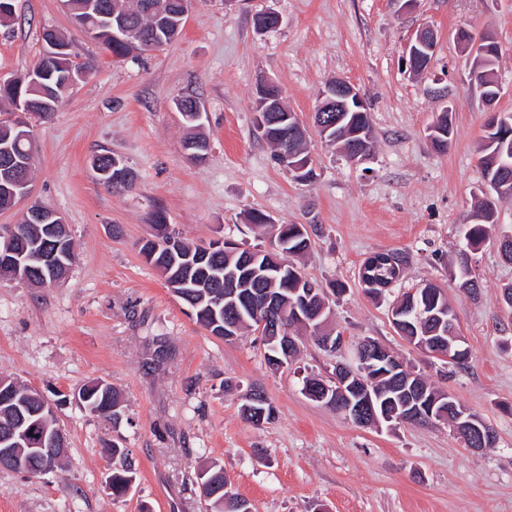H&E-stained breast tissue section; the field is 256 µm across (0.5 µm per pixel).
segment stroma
Masks as SVG:
<instances>
[{"instance_id":"35a3bbf8","label":"stroma","mask_w":512,"mask_h":512,"mask_svg":"<svg viewBox=\"0 0 512 512\" xmlns=\"http://www.w3.org/2000/svg\"><path fill=\"white\" fill-rule=\"evenodd\" d=\"M269 8L282 24L257 32L253 19ZM15 12L16 23L0 27V77L35 64L47 28L94 68L51 118L31 121L32 198L68 224L72 269L51 288L0 280V376L56 403L69 462L39 477L0 469V512H201L197 473L212 463L255 512H512V307L502 297L512 262L497 247L512 233V196L496 197L489 238L468 251L479 298L449 275L485 189L488 113H512V0H195L178 39L124 59L87 38L61 0H16ZM425 26L436 52L430 70L414 75L406 50ZM462 26L501 47L494 105L470 80L455 40ZM337 78L356 86L371 116L372 156L360 165L313 125L322 90ZM266 82L280 86L307 129L311 181L280 166L256 127ZM189 95L210 141L200 164L182 149L187 128L174 105ZM447 108L454 135L440 153L428 134ZM107 150L134 171L131 189L97 180L91 159ZM254 208L312 227L298 264L323 289L344 287L328 297L340 350L307 336L288 367L269 369L259 336H211L140 253L158 214L191 244L269 248L246 220ZM388 250L409 252L412 263L375 299L360 287L359 267ZM425 281L447 292L470 349L464 367L413 348L391 323L393 303ZM367 339L485 420L493 446L471 450L444 422L359 427L304 394L305 378L354 365ZM93 380L119 392L118 422L77 404L75 393ZM253 387L277 410L259 427L240 411ZM115 439L137 468L133 491L118 500L102 487L104 446Z\"/></svg>"}]
</instances>
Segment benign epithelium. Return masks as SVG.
<instances>
[{
	"label": "benign epithelium",
	"mask_w": 512,
	"mask_h": 512,
	"mask_svg": "<svg viewBox=\"0 0 512 512\" xmlns=\"http://www.w3.org/2000/svg\"><path fill=\"white\" fill-rule=\"evenodd\" d=\"M280 24V16L272 10L258 15L255 19V26L259 31L274 29ZM456 42L472 60L471 81L478 85V88H484V82L489 77V72L485 71V68L491 64L492 58L498 55L497 42L488 32L477 38L465 28L458 30ZM435 48L432 30L428 27L420 29L407 48L406 66L409 71L413 74L427 71L432 64ZM321 100L322 114L316 120L315 126L323 135L342 122L341 113L363 112L366 109V103L358 89L341 78L326 86ZM281 106L282 93L278 86L265 84L260 87L255 107L258 108L256 121L261 124V128L278 124L276 120L268 121V113L276 111ZM328 112L334 113V116L327 117ZM0 167L11 175L8 191L12 196L21 201L26 199L31 187L28 178L23 174L25 165L11 151L4 150L0 152ZM25 221L32 224L56 223L62 229H67L63 217L58 212L48 213L37 207L27 210ZM372 270L375 285L382 289L391 287L399 279L398 262L393 258L373 263ZM438 293V286L430 282L410 291L411 306L417 307L416 316L437 324L434 331L412 339L411 345L455 362L468 357L469 352L463 347L465 338L457 332L454 320L444 317L439 313V309L432 306V302L438 298ZM311 296L313 293L310 292L308 296L302 298L301 303L294 306V312L299 318L304 315L311 317V320L317 322V329L320 330L326 325L321 316L325 311L327 299H322V308L317 311L314 309ZM257 320V334L274 343V349L281 355L278 359L280 366L287 365L293 358V348L297 346V341L291 335V328L282 320L277 299L267 297L264 312ZM355 359L362 365L370 363L375 368L381 365L387 368V376L394 377L398 382L396 394L393 395L389 391H371L359 383L356 371L345 368L330 384L322 382L316 386L305 387L306 395L336 408L339 414L359 426H377L383 421L393 420L401 423H429L446 418L453 424L455 432L465 444L473 450H480L494 441L493 428L480 417L472 415L466 408L457 406L451 394L443 392L428 397L425 391L410 383V379L403 378V362L391 355L383 345L374 343L360 346L356 349ZM38 454L42 458V466L36 470V474L45 475L54 471L56 461L68 455L66 439H51L49 447L39 449Z\"/></svg>",
	"instance_id": "obj_1"
}]
</instances>
